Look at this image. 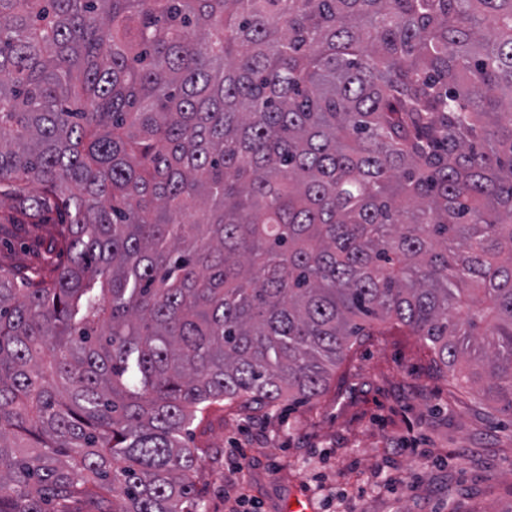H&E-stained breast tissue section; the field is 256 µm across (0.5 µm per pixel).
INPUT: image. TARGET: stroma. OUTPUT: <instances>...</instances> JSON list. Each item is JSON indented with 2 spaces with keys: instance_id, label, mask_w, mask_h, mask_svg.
Segmentation results:
<instances>
[{
  "instance_id": "1",
  "label": "stroma",
  "mask_w": 512,
  "mask_h": 512,
  "mask_svg": "<svg viewBox=\"0 0 512 512\" xmlns=\"http://www.w3.org/2000/svg\"><path fill=\"white\" fill-rule=\"evenodd\" d=\"M189 441L216 460L197 484L207 512L241 495L258 512L297 497L315 512H512V414L402 331L354 348L318 402L215 406Z\"/></svg>"
}]
</instances>
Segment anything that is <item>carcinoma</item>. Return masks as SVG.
<instances>
[{"mask_svg":"<svg viewBox=\"0 0 512 512\" xmlns=\"http://www.w3.org/2000/svg\"><path fill=\"white\" fill-rule=\"evenodd\" d=\"M0 512H205L210 406L408 329L512 411V0H0Z\"/></svg>","mask_w":512,"mask_h":512,"instance_id":"obj_1","label":"carcinoma"}]
</instances>
